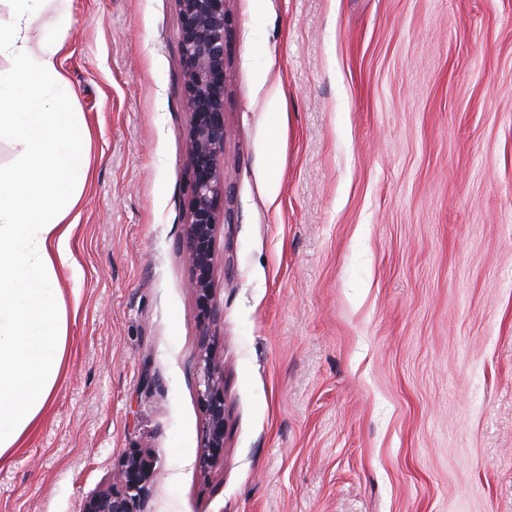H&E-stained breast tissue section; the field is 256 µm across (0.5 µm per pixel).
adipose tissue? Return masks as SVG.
I'll return each instance as SVG.
<instances>
[{
  "instance_id": "obj_1",
  "label": "adipose tissue",
  "mask_w": 512,
  "mask_h": 512,
  "mask_svg": "<svg viewBox=\"0 0 512 512\" xmlns=\"http://www.w3.org/2000/svg\"><path fill=\"white\" fill-rule=\"evenodd\" d=\"M49 0H12L0 25V136L23 148L0 174V458L16 446L49 402L59 379L67 322L57 270L73 261L70 212L88 178L73 96L59 67L64 37L33 51L28 33Z\"/></svg>"
}]
</instances>
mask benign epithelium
<instances>
[{
    "instance_id": "obj_1",
    "label": "benign epithelium",
    "mask_w": 512,
    "mask_h": 512,
    "mask_svg": "<svg viewBox=\"0 0 512 512\" xmlns=\"http://www.w3.org/2000/svg\"><path fill=\"white\" fill-rule=\"evenodd\" d=\"M227 0H178L180 45L185 76L184 102L190 113L188 150L192 167L185 225L186 258L193 271L189 287L201 318L210 319L212 247L219 207L224 204V93L228 81ZM199 395L205 412L206 444L200 458L208 467L224 457L226 406L224 365L209 352L200 358ZM153 471V459L129 449L112 473L110 485L82 501L80 512H141L140 502Z\"/></svg>"
}]
</instances>
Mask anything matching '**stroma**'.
<instances>
[{"label":"stroma","mask_w":512,"mask_h":512,"mask_svg":"<svg viewBox=\"0 0 512 512\" xmlns=\"http://www.w3.org/2000/svg\"><path fill=\"white\" fill-rule=\"evenodd\" d=\"M225 209L202 341L177 0H52L92 178L65 368L0 512H512V0H227ZM224 457L199 458L203 349ZM153 471V459L131 448L112 473L110 485L82 501L80 512H143L140 502Z\"/></svg>","instance_id":"obj_1"}]
</instances>
